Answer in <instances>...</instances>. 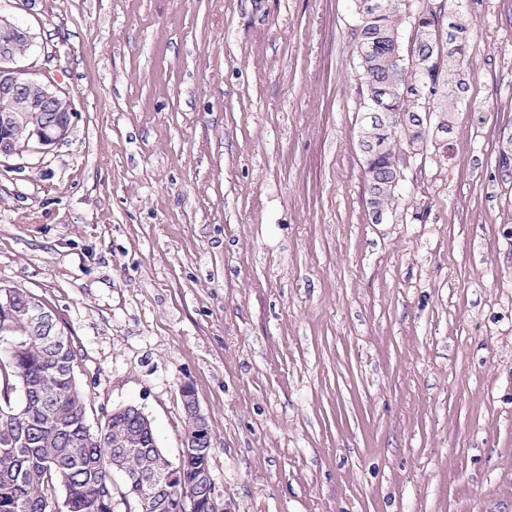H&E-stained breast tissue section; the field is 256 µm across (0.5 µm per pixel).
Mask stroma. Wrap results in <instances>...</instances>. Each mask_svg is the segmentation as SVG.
Instances as JSON below:
<instances>
[{
  "label": "stroma",
  "instance_id": "obj_1",
  "mask_svg": "<svg viewBox=\"0 0 512 512\" xmlns=\"http://www.w3.org/2000/svg\"><path fill=\"white\" fill-rule=\"evenodd\" d=\"M451 130L366 203L351 0H28L69 137L0 158V285L99 425L181 388L230 512H512V0H467Z\"/></svg>",
  "mask_w": 512,
  "mask_h": 512
}]
</instances>
